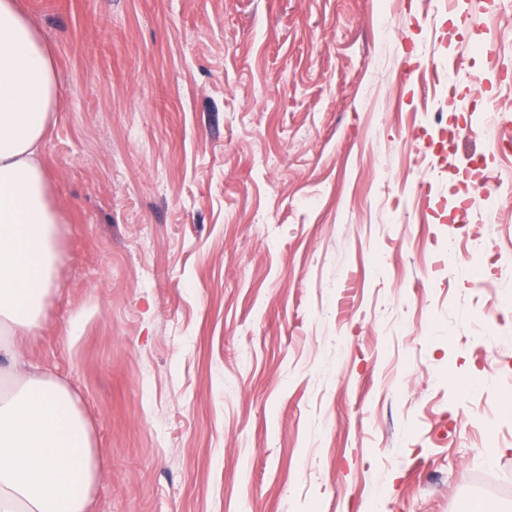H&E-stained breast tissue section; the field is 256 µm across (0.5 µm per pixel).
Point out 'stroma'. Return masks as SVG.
Wrapping results in <instances>:
<instances>
[{"mask_svg": "<svg viewBox=\"0 0 512 512\" xmlns=\"http://www.w3.org/2000/svg\"><path fill=\"white\" fill-rule=\"evenodd\" d=\"M21 0L58 261L28 359L95 512H512V0ZM442 121H435V112ZM467 236L443 247L457 199Z\"/></svg>", "mask_w": 512, "mask_h": 512, "instance_id": "35a3bbf8", "label": "stroma"}]
</instances>
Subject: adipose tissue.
<instances>
[{"mask_svg": "<svg viewBox=\"0 0 512 512\" xmlns=\"http://www.w3.org/2000/svg\"><path fill=\"white\" fill-rule=\"evenodd\" d=\"M59 102L54 56L17 0H0V512H91L105 472L71 389L28 363L57 263L40 157Z\"/></svg>", "mask_w": 512, "mask_h": 512, "instance_id": "ef3b65f1", "label": "adipose tissue"}]
</instances>
